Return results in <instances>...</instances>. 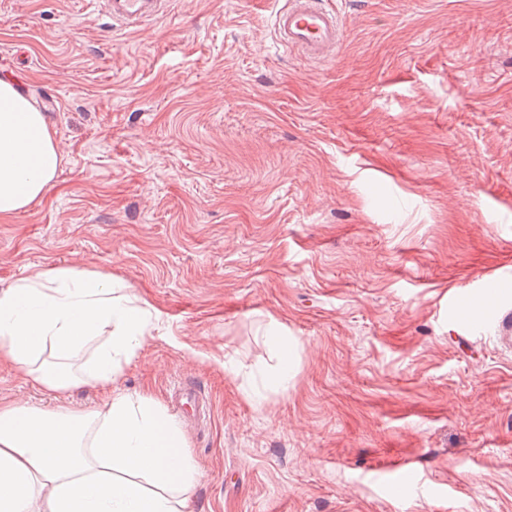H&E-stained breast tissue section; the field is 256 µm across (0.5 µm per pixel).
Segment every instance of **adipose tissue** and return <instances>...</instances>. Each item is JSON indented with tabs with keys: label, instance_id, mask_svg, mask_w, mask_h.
Here are the masks:
<instances>
[{
	"label": "adipose tissue",
	"instance_id": "adipose-tissue-1",
	"mask_svg": "<svg viewBox=\"0 0 512 512\" xmlns=\"http://www.w3.org/2000/svg\"><path fill=\"white\" fill-rule=\"evenodd\" d=\"M60 150L44 112L0 78V217L40 198ZM149 311L111 275L37 269L0 288V361L65 391L91 378L102 408L0 405V512H184L197 474L174 416L116 385L149 332ZM110 342L84 372L69 368L102 331Z\"/></svg>",
	"mask_w": 512,
	"mask_h": 512
}]
</instances>
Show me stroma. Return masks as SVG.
<instances>
[{
	"label": "stroma",
	"mask_w": 512,
	"mask_h": 512,
	"mask_svg": "<svg viewBox=\"0 0 512 512\" xmlns=\"http://www.w3.org/2000/svg\"><path fill=\"white\" fill-rule=\"evenodd\" d=\"M324 2L328 64L283 48L266 0H173L137 29L0 0V76L62 156L0 219V285L74 265L151 311L118 385L181 425L189 512H512V340L478 309L461 343L448 309L493 280L512 307V0ZM184 379L208 424L172 402ZM104 398L0 362V403ZM267 341L279 355L277 381L283 385L287 384L288 379L294 373V355L297 343L292 337L279 332H272L271 335L267 336Z\"/></svg>",
	"instance_id": "obj_1"
}]
</instances>
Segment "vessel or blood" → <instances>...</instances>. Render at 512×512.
Here are the masks:
<instances>
[{
  "mask_svg": "<svg viewBox=\"0 0 512 512\" xmlns=\"http://www.w3.org/2000/svg\"><path fill=\"white\" fill-rule=\"evenodd\" d=\"M95 10L126 28L144 25L164 16L170 0H90ZM275 31L281 44L314 63L334 60L343 43V24L336 10L323 7L322 0H282L275 11ZM481 294L488 313L495 316L498 328L512 329V314L502 312L493 283H485ZM176 396L181 405L205 419L208 401L197 385L185 383Z\"/></svg>",
  "mask_w": 512,
  "mask_h": 512,
  "instance_id": "vessel-or-blood-1",
  "label": "vessel or blood"
}]
</instances>
